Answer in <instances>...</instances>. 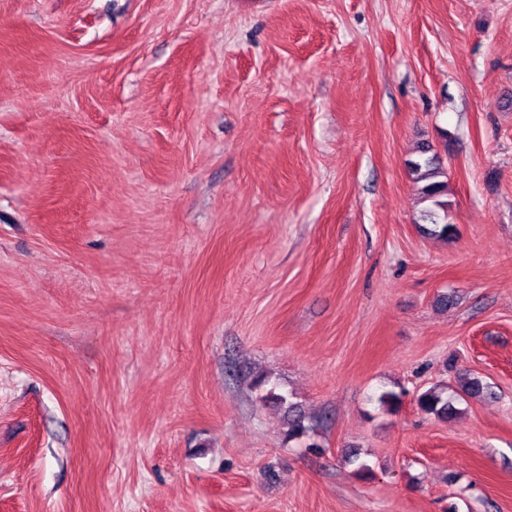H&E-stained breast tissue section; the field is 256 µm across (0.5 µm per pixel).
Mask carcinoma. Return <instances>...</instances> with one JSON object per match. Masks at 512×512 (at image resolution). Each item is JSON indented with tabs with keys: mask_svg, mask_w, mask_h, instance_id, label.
<instances>
[{
	"mask_svg": "<svg viewBox=\"0 0 512 512\" xmlns=\"http://www.w3.org/2000/svg\"><path fill=\"white\" fill-rule=\"evenodd\" d=\"M409 177L417 187L420 198L428 203L423 212V220L432 225L431 234L447 237L452 224L448 222V180L437 154L429 146L420 147L418 157L406 163ZM484 386L477 378L462 377L450 398L438 389H429L417 395L418 408L439 418H448L455 412L454 399L476 396L483 392Z\"/></svg>",
	"mask_w": 512,
	"mask_h": 512,
	"instance_id": "carcinoma-1",
	"label": "carcinoma"
}]
</instances>
